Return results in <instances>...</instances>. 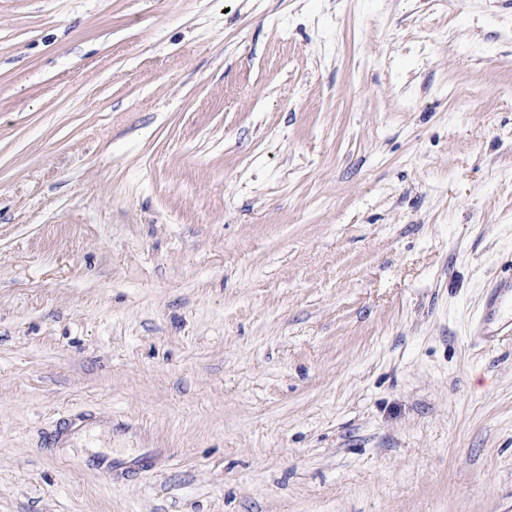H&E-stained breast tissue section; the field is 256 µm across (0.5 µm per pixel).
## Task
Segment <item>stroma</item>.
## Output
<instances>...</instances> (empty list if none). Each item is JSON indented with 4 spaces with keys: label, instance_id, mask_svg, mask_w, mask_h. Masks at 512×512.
Listing matches in <instances>:
<instances>
[{
    "label": "stroma",
    "instance_id": "obj_1",
    "mask_svg": "<svg viewBox=\"0 0 512 512\" xmlns=\"http://www.w3.org/2000/svg\"><path fill=\"white\" fill-rule=\"evenodd\" d=\"M511 260L512 0H0V512H512ZM507 310L512 312V272L489 289L485 313L476 328V335L485 341H495L500 336H511L512 339V314L510 318L505 317Z\"/></svg>",
    "mask_w": 512,
    "mask_h": 512
}]
</instances>
